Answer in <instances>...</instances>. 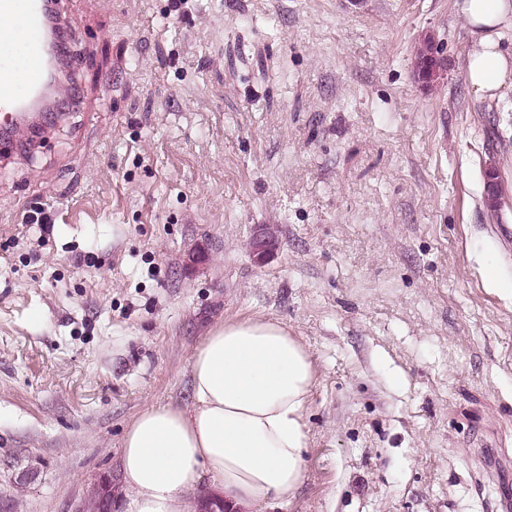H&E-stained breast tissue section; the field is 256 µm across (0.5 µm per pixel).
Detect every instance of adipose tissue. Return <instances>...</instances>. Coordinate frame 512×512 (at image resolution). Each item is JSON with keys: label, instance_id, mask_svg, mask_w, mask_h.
Masks as SVG:
<instances>
[{"label": "adipose tissue", "instance_id": "adipose-tissue-1", "mask_svg": "<svg viewBox=\"0 0 512 512\" xmlns=\"http://www.w3.org/2000/svg\"><path fill=\"white\" fill-rule=\"evenodd\" d=\"M472 42L465 79L481 99L512 82V0H462ZM191 402L152 405L126 427L121 490L128 512H198L192 493L211 477L231 512L294 497L308 446L315 369L285 325L264 319L215 324L190 361Z\"/></svg>", "mask_w": 512, "mask_h": 512}]
</instances>
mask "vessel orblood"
<instances>
[{"mask_svg":"<svg viewBox=\"0 0 512 512\" xmlns=\"http://www.w3.org/2000/svg\"><path fill=\"white\" fill-rule=\"evenodd\" d=\"M55 0H0V17L12 27L0 30V41L19 43L22 57L0 59V152L12 150L20 131L58 95L50 83L55 58L50 48L49 16Z\"/></svg>","mask_w":512,"mask_h":512,"instance_id":"obj_1","label":"vessel or blood"}]
</instances>
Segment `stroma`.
Returning <instances> with one entry per match:
<instances>
[{"label": "stroma", "instance_id": "35a3bbf8", "mask_svg": "<svg viewBox=\"0 0 512 512\" xmlns=\"http://www.w3.org/2000/svg\"><path fill=\"white\" fill-rule=\"evenodd\" d=\"M460 2L61 0L72 93L0 161V512H72L256 316L316 372L277 512H512V87L474 98ZM438 52V48L435 45L431 37L424 38L417 47L415 53V69L418 78L424 79L426 83H430L428 66L434 60L435 53ZM447 73V60L439 53L435 58L433 65L430 67V77L441 78Z\"/></svg>", "mask_w": 512, "mask_h": 512}]
</instances>
